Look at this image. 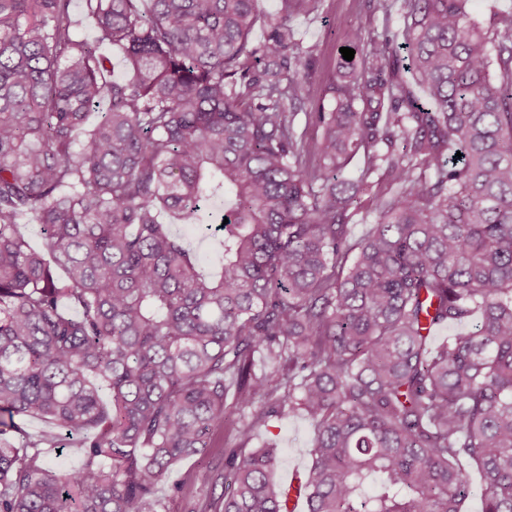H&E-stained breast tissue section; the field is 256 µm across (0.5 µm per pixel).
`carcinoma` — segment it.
I'll return each instance as SVG.
<instances>
[{
  "label": "carcinoma",
  "instance_id": "obj_1",
  "mask_svg": "<svg viewBox=\"0 0 512 512\" xmlns=\"http://www.w3.org/2000/svg\"><path fill=\"white\" fill-rule=\"evenodd\" d=\"M313 2L80 0L88 39L74 0H0V512H166L157 479L219 435L213 512H287L276 454L247 447L297 414L307 512H462L468 467L483 512H512V27L374 0L383 27L349 28L370 52L339 58L326 105L292 68ZM216 202L206 274L159 217ZM27 418L80 439L76 471ZM380 186H374L372 191L368 194L361 196L360 212L355 215L352 219L351 225V237L353 240L360 239L367 232L369 225L373 224L376 219V214L373 212L370 196L379 190Z\"/></svg>",
  "mask_w": 512,
  "mask_h": 512
}]
</instances>
